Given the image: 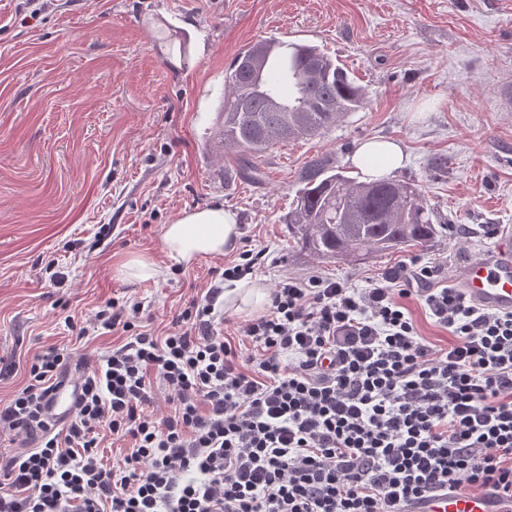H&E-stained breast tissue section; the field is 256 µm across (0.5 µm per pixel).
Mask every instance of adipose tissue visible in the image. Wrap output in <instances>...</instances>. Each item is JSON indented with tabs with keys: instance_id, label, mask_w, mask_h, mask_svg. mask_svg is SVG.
Wrapping results in <instances>:
<instances>
[{
	"instance_id": "obj_1",
	"label": "adipose tissue",
	"mask_w": 512,
	"mask_h": 512,
	"mask_svg": "<svg viewBox=\"0 0 512 512\" xmlns=\"http://www.w3.org/2000/svg\"><path fill=\"white\" fill-rule=\"evenodd\" d=\"M401 147L394 142L369 141L353 155L352 162L364 177L390 176L404 164ZM240 230L235 212L221 206L183 211L164 225L163 248L177 262L221 256L236 249Z\"/></svg>"
}]
</instances>
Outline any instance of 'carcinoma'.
Returning <instances> with one entry per match:
<instances>
[{"instance_id": "obj_1", "label": "carcinoma", "mask_w": 512, "mask_h": 512, "mask_svg": "<svg viewBox=\"0 0 512 512\" xmlns=\"http://www.w3.org/2000/svg\"><path fill=\"white\" fill-rule=\"evenodd\" d=\"M364 104V89L318 46L256 41L224 73V151L238 157L236 170L224 171V182L255 177L253 157L318 136ZM282 223L311 257L346 262L426 248L449 230L415 184L359 180L323 158L300 170Z\"/></svg>"}]
</instances>
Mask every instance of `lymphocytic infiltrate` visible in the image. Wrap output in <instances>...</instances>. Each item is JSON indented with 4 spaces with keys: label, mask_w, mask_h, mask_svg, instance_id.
<instances>
[{
    "label": "lymphocytic infiltrate",
    "mask_w": 512,
    "mask_h": 512,
    "mask_svg": "<svg viewBox=\"0 0 512 512\" xmlns=\"http://www.w3.org/2000/svg\"><path fill=\"white\" fill-rule=\"evenodd\" d=\"M242 252L165 335L139 304L95 316L124 345L84 371L73 414L45 400L68 356H34L0 403V433L35 448L0 459V512H406L437 492L512 497V312L467 302L412 260L366 287L282 277L263 315L216 320L223 284L253 274ZM416 300L448 344L420 336ZM162 388L171 410L151 412ZM130 441L104 464V434Z\"/></svg>",
    "instance_id": "obj_1"
}]
</instances>
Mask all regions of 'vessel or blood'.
Returning <instances> with one entry per match:
<instances>
[{"label":"vessel or blood","mask_w":512,"mask_h":512,"mask_svg":"<svg viewBox=\"0 0 512 512\" xmlns=\"http://www.w3.org/2000/svg\"><path fill=\"white\" fill-rule=\"evenodd\" d=\"M454 283L475 306L512 311V246L501 245L467 262ZM76 397L73 380H65L59 385L52 392L48 406L52 419H67L74 410ZM503 502V497L494 493L437 494L411 506L409 512H507Z\"/></svg>","instance_id":"vessel-or-blood-1"}]
</instances>
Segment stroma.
<instances>
[{"label": "stroma", "mask_w": 512, "mask_h": 512, "mask_svg": "<svg viewBox=\"0 0 512 512\" xmlns=\"http://www.w3.org/2000/svg\"><path fill=\"white\" fill-rule=\"evenodd\" d=\"M265 37L318 45L366 92L323 134L257 157L262 178L225 181L209 149L224 72ZM512 0H57L31 15L0 0V400L41 346L83 368L126 341L90 328L109 302L140 303L163 333L224 257L185 265L162 247L182 211L236 212L238 250L264 251L256 282L317 274L363 288L417 259L454 275L512 229ZM390 139L453 230L433 246L362 263L312 260L281 218L315 157L359 176L355 149ZM444 158L435 171L430 162ZM146 254L161 274L117 277ZM54 264L65 283L50 282ZM74 327H67L66 318ZM88 334L77 338L76 327Z\"/></svg>", "instance_id": "obj_1"}]
</instances>
